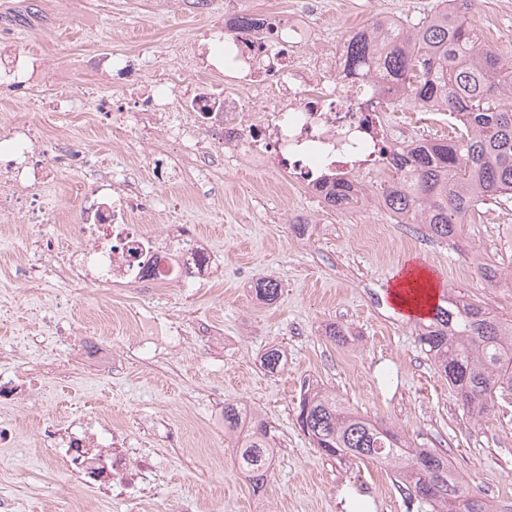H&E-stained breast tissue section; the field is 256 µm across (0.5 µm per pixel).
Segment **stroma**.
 Instances as JSON below:
<instances>
[{
  "label": "stroma",
  "instance_id": "35a3bbf8",
  "mask_svg": "<svg viewBox=\"0 0 512 512\" xmlns=\"http://www.w3.org/2000/svg\"><path fill=\"white\" fill-rule=\"evenodd\" d=\"M306 0H0V43L17 68L0 81V119L24 114L44 137H64L90 154L125 153L143 185L159 198L142 223L192 224L209 239L214 272L189 288L87 287L49 277L17 282L29 249L19 214L0 215V369L36 374L35 401L0 407V502L7 512H409L392 471L369 460L331 458L313 448L296 423L304 390L318 386L361 415L395 427L419 448L444 452L473 493L512 499V389L497 394L489 415L464 413L454 390L417 341L419 322L388 302L395 276L416 261L439 282V300H476L512 317V207L485 206L453 241L425 236L420 225L393 224L372 204L336 212L273 172L226 163L215 191L198 190L182 142L163 160L184 180L158 187L150 161L127 130L107 125L113 101L141 106L132 87L155 72L195 65L200 88L224 89L218 39L232 11L304 10ZM313 35L296 49L318 68L354 29L376 16L416 18L432 0H316ZM486 41L512 53V0H475L468 16ZM136 59L114 72L113 54ZM92 93L97 107L54 112L61 93ZM93 185L66 171L45 190L51 225L75 223ZM497 271L487 282L477 269ZM271 279L274 302L253 289ZM69 328L54 333L56 322ZM342 326L336 344L330 326ZM112 350V371L87 363L83 331ZM285 355L279 372L262 356ZM244 405L267 422L277 453L273 475L254 491L240 472L234 442L217 415ZM96 414L112 422V450L123 468L110 486L84 485L58 449L40 436L48 417Z\"/></svg>",
  "mask_w": 512,
  "mask_h": 512
}]
</instances>
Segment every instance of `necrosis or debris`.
<instances>
[{
    "mask_svg": "<svg viewBox=\"0 0 512 512\" xmlns=\"http://www.w3.org/2000/svg\"><path fill=\"white\" fill-rule=\"evenodd\" d=\"M302 31L296 17L270 13L253 24L234 23L225 32L221 51L227 89L218 97L202 92L190 101L206 125L207 141L189 128L166 129L168 136L188 140L200 168L223 165L225 156L233 155L307 189L327 171L358 185L385 170L396 140L419 128L417 116L399 119L372 81L336 73L318 78L299 65L295 49ZM261 98L274 101L273 111H251ZM8 123L7 134H0V179L7 185L0 192V212L18 209L27 215L23 236L42 255L60 257L84 284L135 286L146 292L169 284L189 288L210 273L211 247L194 225L151 231L134 220L155 205L141 189L125 188L115 199L105 194L113 177L125 172L120 158H113L105 172L74 145L46 142L30 122L13 116ZM64 168L94 179L98 189L84 198L76 223L45 235L42 193ZM22 181L29 194L10 193V185ZM45 433L73 463L81 482H104L107 469L97 462L94 443L82 426L60 429L50 423Z\"/></svg>",
    "mask_w": 512,
    "mask_h": 512,
    "instance_id": "1",
    "label": "necrosis or debris"
}]
</instances>
